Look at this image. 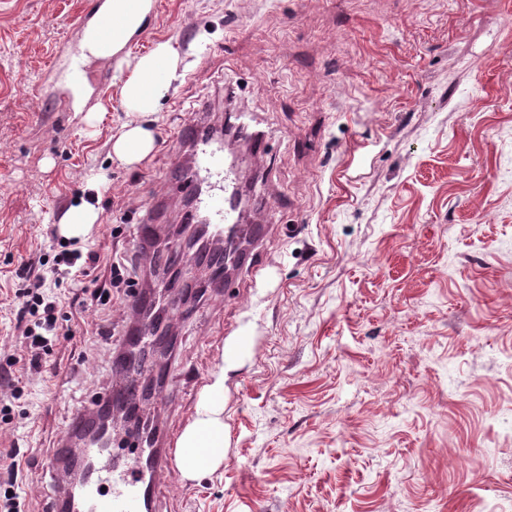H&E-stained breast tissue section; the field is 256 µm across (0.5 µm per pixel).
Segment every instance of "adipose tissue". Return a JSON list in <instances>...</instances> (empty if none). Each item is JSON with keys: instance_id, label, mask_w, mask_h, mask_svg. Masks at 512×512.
<instances>
[{"instance_id": "obj_1", "label": "adipose tissue", "mask_w": 512, "mask_h": 512, "mask_svg": "<svg viewBox=\"0 0 512 512\" xmlns=\"http://www.w3.org/2000/svg\"><path fill=\"white\" fill-rule=\"evenodd\" d=\"M176 49L167 42L157 44L140 56L121 87L122 101L129 113L112 142V153L119 162L134 164L148 155L154 144L153 133L140 122L141 115L155 112L162 96V85H148L157 69L175 74ZM176 461L185 479L193 480L214 472L224 461V371L212 372L204 387L202 404L196 416L182 431L176 444Z\"/></svg>"}]
</instances>
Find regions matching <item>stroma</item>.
Wrapping results in <instances>:
<instances>
[{
  "instance_id": "35a3bbf8",
  "label": "stroma",
  "mask_w": 512,
  "mask_h": 512,
  "mask_svg": "<svg viewBox=\"0 0 512 512\" xmlns=\"http://www.w3.org/2000/svg\"><path fill=\"white\" fill-rule=\"evenodd\" d=\"M88 0H0V369L14 276L72 206L98 218L90 276L57 281L63 312L40 373L0 426L31 460L27 512H52L76 413L112 381L125 305H97L138 225L180 223L185 124L251 114V270L209 288L151 402L160 435L193 420L224 369V462L169 476L152 512H512V0H155L142 38L78 101L46 87L85 47ZM179 51L142 161L112 158L128 119L120 71ZM108 319L111 343L85 327Z\"/></svg>"
}]
</instances>
